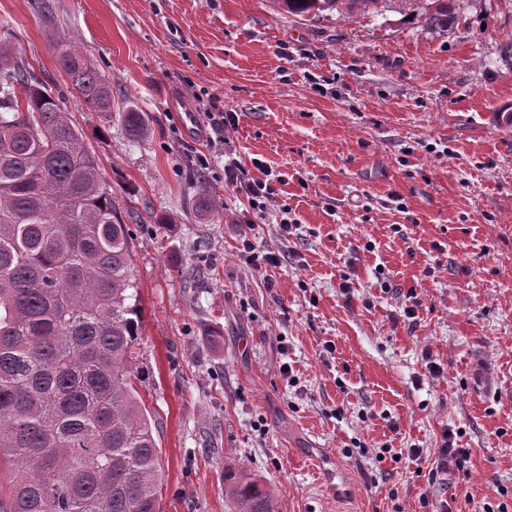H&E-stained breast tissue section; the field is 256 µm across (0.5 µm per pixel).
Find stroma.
Segmentation results:
<instances>
[{
    "label": "stroma",
    "instance_id": "35a3bbf8",
    "mask_svg": "<svg viewBox=\"0 0 512 512\" xmlns=\"http://www.w3.org/2000/svg\"><path fill=\"white\" fill-rule=\"evenodd\" d=\"M449 7L438 28L400 8L306 21L269 0H0V39L52 78L142 215L133 362L161 512H228L229 461L275 486L280 512H512V0ZM57 39L104 74L112 122L82 109ZM134 103L150 114L138 141L118 117ZM184 104L203 139L184 135ZM226 138L249 177L279 175L265 211L225 181ZM201 175L222 205L209 221ZM246 238L281 264L252 268ZM446 429L469 469L432 482L407 451L434 457Z\"/></svg>",
    "mask_w": 512,
    "mask_h": 512
}]
</instances>
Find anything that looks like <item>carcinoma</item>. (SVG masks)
I'll use <instances>...</instances> for the list:
<instances>
[{"label":"carcinoma","mask_w":512,"mask_h":512,"mask_svg":"<svg viewBox=\"0 0 512 512\" xmlns=\"http://www.w3.org/2000/svg\"><path fill=\"white\" fill-rule=\"evenodd\" d=\"M295 17L388 3L448 24V0H271ZM58 65L82 106L112 90L75 47ZM22 88L24 95L16 94ZM130 138L148 115L121 113ZM131 235L99 162L50 84L0 41V512H155L164 478L141 398ZM231 512H278L277 490L224 471Z\"/></svg>","instance_id":"cac0c4a2"}]
</instances>
